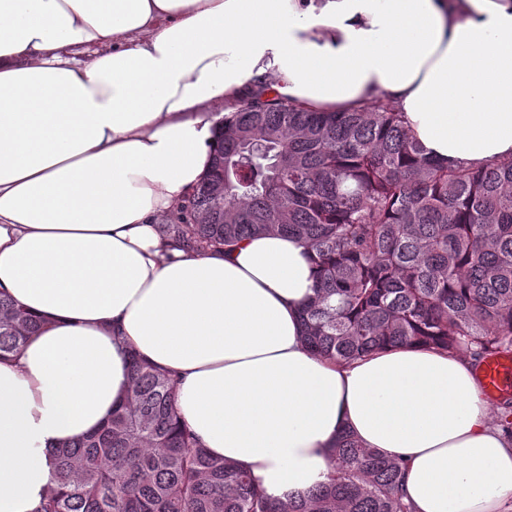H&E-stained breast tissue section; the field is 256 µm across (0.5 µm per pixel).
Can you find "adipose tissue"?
<instances>
[{
	"instance_id": "ef3b65f1",
	"label": "adipose tissue",
	"mask_w": 512,
	"mask_h": 512,
	"mask_svg": "<svg viewBox=\"0 0 512 512\" xmlns=\"http://www.w3.org/2000/svg\"><path fill=\"white\" fill-rule=\"evenodd\" d=\"M265 85L311 112L388 102L451 166L510 159L512 0H0V291L45 322L0 361V512H34L48 450L107 420L131 349L269 494L323 480L347 433L406 462L412 512H512V438L470 356L331 362L302 339L303 242L162 236Z\"/></svg>"
}]
</instances>
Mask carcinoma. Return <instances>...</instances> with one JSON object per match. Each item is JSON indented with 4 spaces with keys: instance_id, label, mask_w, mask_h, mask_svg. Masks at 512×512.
Returning <instances> with one entry per match:
<instances>
[{
    "instance_id": "1",
    "label": "carcinoma",
    "mask_w": 512,
    "mask_h": 512,
    "mask_svg": "<svg viewBox=\"0 0 512 512\" xmlns=\"http://www.w3.org/2000/svg\"><path fill=\"white\" fill-rule=\"evenodd\" d=\"M221 123L211 170L160 225L164 237L193 253L265 234L304 242L319 275L303 340L333 362L415 344L483 361L512 354V159L435 161L381 100L309 112L255 96ZM42 327L0 295V359ZM127 358L126 398L49 453L36 512H411L403 464L348 434L326 480L268 495L180 421L169 373ZM497 413L512 435L511 395Z\"/></svg>"
}]
</instances>
